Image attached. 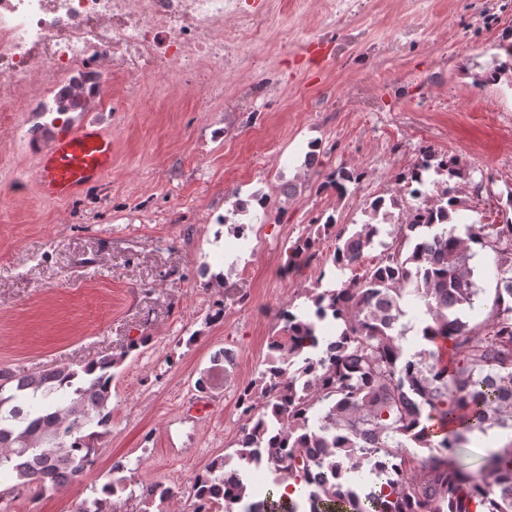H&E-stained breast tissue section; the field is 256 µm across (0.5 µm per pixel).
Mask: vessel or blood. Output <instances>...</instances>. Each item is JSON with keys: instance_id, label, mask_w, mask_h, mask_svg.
<instances>
[{"instance_id": "1", "label": "vessel or blood", "mask_w": 512, "mask_h": 512, "mask_svg": "<svg viewBox=\"0 0 512 512\" xmlns=\"http://www.w3.org/2000/svg\"><path fill=\"white\" fill-rule=\"evenodd\" d=\"M43 139L34 180L44 198L68 199L112 168L111 136L86 119L47 124Z\"/></svg>"}]
</instances>
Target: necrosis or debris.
<instances>
[{
  "label": "necrosis or debris",
  "instance_id": "4bbe7bcc",
  "mask_svg": "<svg viewBox=\"0 0 512 512\" xmlns=\"http://www.w3.org/2000/svg\"><path fill=\"white\" fill-rule=\"evenodd\" d=\"M306 0H0V106L87 111L140 101L145 81L201 89L254 65L270 38L287 42L289 3Z\"/></svg>",
  "mask_w": 512,
  "mask_h": 512
}]
</instances>
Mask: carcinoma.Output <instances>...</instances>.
Instances as JSON below:
<instances>
[{
  "label": "carcinoma",
  "instance_id": "obj_1",
  "mask_svg": "<svg viewBox=\"0 0 512 512\" xmlns=\"http://www.w3.org/2000/svg\"><path fill=\"white\" fill-rule=\"evenodd\" d=\"M500 49L481 81L512 82V43ZM361 178L342 166L318 189L341 197ZM472 181L459 157L424 147L397 177L402 188L417 185L411 199L397 190L376 196L353 231L318 217L316 232L288 247L290 265L321 259L349 276L309 289L308 306L279 311L283 326L269 342L279 356L249 380L234 451L196 475L188 512H512V442L489 450L476 471L457 461L468 435L512 424V190L499 223L478 218L461 228L455 214L477 211L469 205ZM323 232L334 243L322 259ZM475 245L497 276L490 311L478 321L463 316L478 295L469 265ZM377 246V261L365 264ZM407 297L424 308L423 337L435 348L404 352L398 323ZM121 361L0 369V473L15 480L0 488L1 502L22 491L39 497L60 487L58 470L68 484L95 465L98 441L112 432ZM234 459L229 480L225 467ZM262 464L279 476L274 485L294 481L293 496L247 491L246 470ZM366 465L369 488L356 480ZM124 481L93 488L76 512H108V497ZM176 494L162 482L143 486L141 512Z\"/></svg>",
  "mask_w": 512,
  "mask_h": 512
}]
</instances>
